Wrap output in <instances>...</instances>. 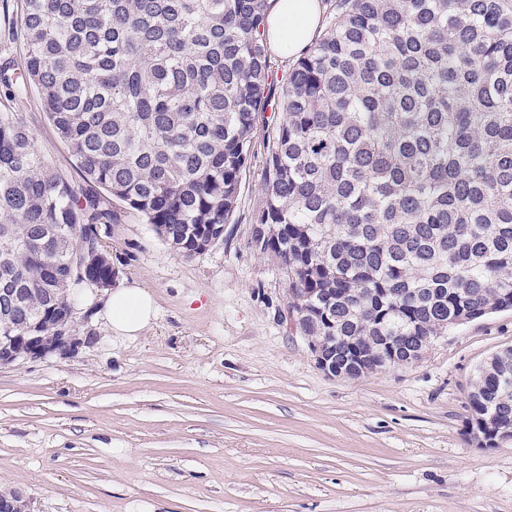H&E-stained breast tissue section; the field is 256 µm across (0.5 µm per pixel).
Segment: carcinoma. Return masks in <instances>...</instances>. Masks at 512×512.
Listing matches in <instances>:
<instances>
[{
  "label": "carcinoma",
  "instance_id": "cac0c4a2",
  "mask_svg": "<svg viewBox=\"0 0 512 512\" xmlns=\"http://www.w3.org/2000/svg\"><path fill=\"white\" fill-rule=\"evenodd\" d=\"M22 82L84 187L0 109V289L69 324L82 281L112 283L119 204L190 258L222 235L265 134L251 250L277 262L300 335L389 366L461 317L512 308V0H336L288 69L280 115L267 0H23ZM101 256L81 266L82 244ZM472 433L512 429V347L476 370Z\"/></svg>",
  "mask_w": 512,
  "mask_h": 512
}]
</instances>
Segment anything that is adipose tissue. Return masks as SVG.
Wrapping results in <instances>:
<instances>
[{
  "label": "adipose tissue",
  "mask_w": 512,
  "mask_h": 512,
  "mask_svg": "<svg viewBox=\"0 0 512 512\" xmlns=\"http://www.w3.org/2000/svg\"><path fill=\"white\" fill-rule=\"evenodd\" d=\"M265 35L268 45L283 55L306 49L314 39L322 17L321 0H270ZM105 318L117 336H136L155 317L152 295L136 284L114 289L105 302Z\"/></svg>",
  "instance_id": "obj_1"
}]
</instances>
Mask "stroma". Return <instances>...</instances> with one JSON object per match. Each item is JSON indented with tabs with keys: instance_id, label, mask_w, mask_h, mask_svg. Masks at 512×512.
<instances>
[{
	"instance_id": "35a3bbf8",
	"label": "stroma",
	"mask_w": 512,
	"mask_h": 512,
	"mask_svg": "<svg viewBox=\"0 0 512 512\" xmlns=\"http://www.w3.org/2000/svg\"><path fill=\"white\" fill-rule=\"evenodd\" d=\"M78 179L35 84L13 101ZM256 151L224 238L187 258L137 216L112 227L116 285L157 314L139 336L83 293L97 336L73 355L0 366V491L33 512H512V445L471 433L477 367L512 346V309L449 329L414 363L327 375L278 311L277 265L248 246L264 200Z\"/></svg>"
}]
</instances>
